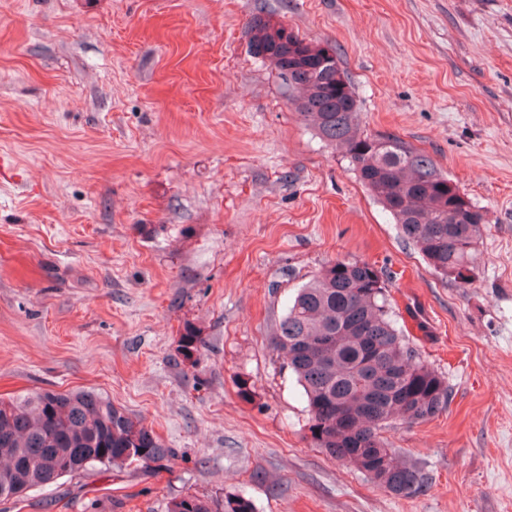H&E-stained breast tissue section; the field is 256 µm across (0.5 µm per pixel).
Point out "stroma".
<instances>
[{"label":"stroma","instance_id":"35a3bbf8","mask_svg":"<svg viewBox=\"0 0 512 512\" xmlns=\"http://www.w3.org/2000/svg\"><path fill=\"white\" fill-rule=\"evenodd\" d=\"M257 14L333 48L364 130L425 151L487 210L469 284L436 275L297 119L249 51ZM0 154V396L94 391L172 453L0 512H168L186 495L512 512V0H0ZM336 259L382 270L448 383L441 414L382 432L429 477L409 498L312 445L272 346L288 296Z\"/></svg>","mask_w":512,"mask_h":512}]
</instances>
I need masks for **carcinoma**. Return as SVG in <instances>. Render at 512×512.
<instances>
[{"mask_svg": "<svg viewBox=\"0 0 512 512\" xmlns=\"http://www.w3.org/2000/svg\"><path fill=\"white\" fill-rule=\"evenodd\" d=\"M246 34L250 52L269 63L300 119L344 153L434 272L469 283L488 212L426 153L361 129L360 101L336 55L323 62L304 55L313 43L297 34L281 40L268 15L253 16ZM202 345L187 326L178 352L190 360ZM273 347L303 389L315 447L362 473L378 464L377 485L394 496L421 491L425 475L403 464L381 431L393 420L412 426L436 417L450 393L410 346L382 271L363 261L330 262L288 298ZM170 456L151 428L101 395L34 390L0 398L1 502L97 467L147 469ZM169 512L213 510L208 501L184 496Z\"/></svg>", "mask_w": 512, "mask_h": 512, "instance_id": "obj_1", "label": "carcinoma"}]
</instances>
